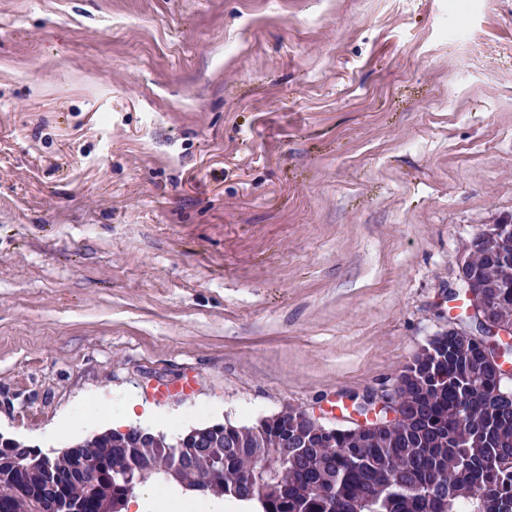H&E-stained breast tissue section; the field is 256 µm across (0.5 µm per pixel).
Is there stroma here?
<instances>
[{"label": "stroma", "instance_id": "obj_1", "mask_svg": "<svg viewBox=\"0 0 512 512\" xmlns=\"http://www.w3.org/2000/svg\"><path fill=\"white\" fill-rule=\"evenodd\" d=\"M512 216V0H0V435L350 425ZM137 406H139V402L132 400L127 401L119 412L113 413L109 418V423L112 425V429L122 431L123 429L128 428L130 426L128 425L130 418H138L143 421H152L156 419V415L146 406H143L140 415H138L135 411Z\"/></svg>", "mask_w": 512, "mask_h": 512}]
</instances>
